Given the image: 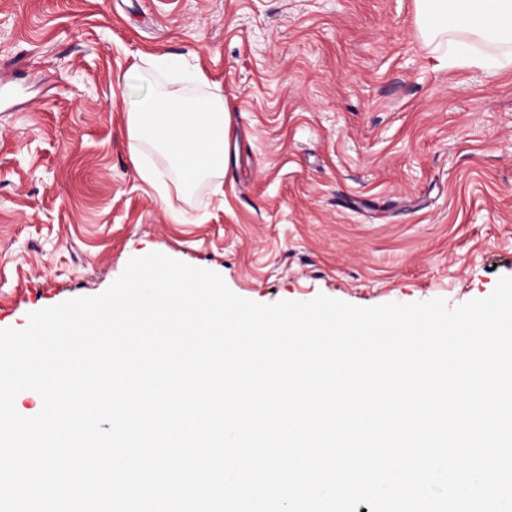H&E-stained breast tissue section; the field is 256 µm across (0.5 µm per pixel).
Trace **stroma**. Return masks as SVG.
<instances>
[{"label":"stroma","instance_id":"1","mask_svg":"<svg viewBox=\"0 0 512 512\" xmlns=\"http://www.w3.org/2000/svg\"><path fill=\"white\" fill-rule=\"evenodd\" d=\"M219 91L228 169L160 199L139 168L173 170L131 158L128 112ZM152 252L262 304L489 296L512 276V69L448 64L415 0H0V329Z\"/></svg>","mask_w":512,"mask_h":512}]
</instances>
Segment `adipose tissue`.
Wrapping results in <instances>:
<instances>
[{
    "mask_svg": "<svg viewBox=\"0 0 512 512\" xmlns=\"http://www.w3.org/2000/svg\"><path fill=\"white\" fill-rule=\"evenodd\" d=\"M416 22L424 41L442 37L448 57L470 64L460 36L512 45V0H415ZM230 113L222 96L208 99L156 93L127 115L131 154L142 144L163 151L172 163L175 184L187 191L229 163Z\"/></svg>",
    "mask_w": 512,
    "mask_h": 512,
    "instance_id": "ef3b65f1",
    "label": "adipose tissue"
}]
</instances>
